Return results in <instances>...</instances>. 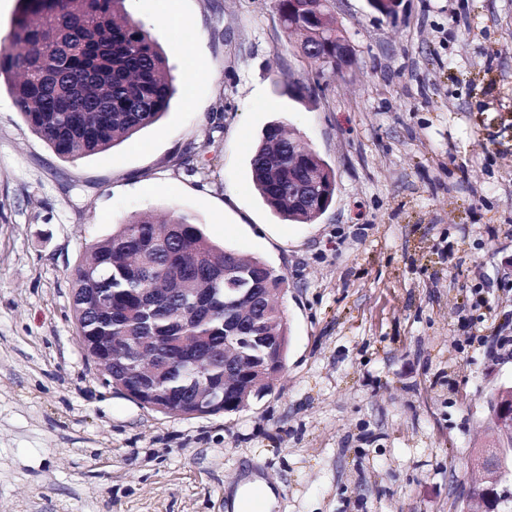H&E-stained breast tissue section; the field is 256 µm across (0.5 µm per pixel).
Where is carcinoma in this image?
<instances>
[{
  "instance_id": "obj_1",
  "label": "carcinoma",
  "mask_w": 512,
  "mask_h": 512,
  "mask_svg": "<svg viewBox=\"0 0 512 512\" xmlns=\"http://www.w3.org/2000/svg\"><path fill=\"white\" fill-rule=\"evenodd\" d=\"M125 0H21V10L0 48V73L15 76L10 91L29 129L62 159L75 162L103 153L168 109L173 79L166 58L144 25L124 8ZM283 124H269L255 145L250 167L259 195L289 222L308 224L315 215L288 206V146ZM181 228L173 235L171 225ZM237 253L215 245L195 218L172 213L163 222L134 214L92 244L71 273L72 313L79 336H160V386L173 409L192 412L194 388L203 374L193 366L194 350L181 347L191 332L209 349L224 338V263ZM245 284L262 293L281 288L284 275L257 258H245ZM211 272L214 292L203 311L185 302L183 312L160 300L148 315L140 310L144 292L184 288ZM112 303V314L96 318L85 307L89 290Z\"/></svg>"
}]
</instances>
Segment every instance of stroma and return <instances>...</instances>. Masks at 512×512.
<instances>
[{"instance_id": "35a3bbf8", "label": "stroma", "mask_w": 512, "mask_h": 512, "mask_svg": "<svg viewBox=\"0 0 512 512\" xmlns=\"http://www.w3.org/2000/svg\"><path fill=\"white\" fill-rule=\"evenodd\" d=\"M158 3L125 7L176 92L108 152L59 158L0 74V512H228L252 471L272 512H461L487 398L512 385V0H401L393 17L331 0L356 54L336 74L273 0H179L190 35ZM188 55L206 67L190 84ZM274 122L335 173L314 223L252 186ZM172 210L287 278L285 369L241 412L143 408L79 345L70 270L130 215Z\"/></svg>"}]
</instances>
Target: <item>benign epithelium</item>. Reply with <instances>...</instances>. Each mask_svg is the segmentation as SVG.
<instances>
[{
    "mask_svg": "<svg viewBox=\"0 0 512 512\" xmlns=\"http://www.w3.org/2000/svg\"><path fill=\"white\" fill-rule=\"evenodd\" d=\"M328 8L327 0H318L309 6L300 0L288 2V13L306 11L307 22L302 28L308 42L299 46L301 54L318 52L321 45L332 37L336 39V51L332 55L321 56V61L345 69L354 60V48L341 28L330 31L319 22L328 14ZM333 192L332 178L317 170L306 172L303 180L292 181L290 189L293 204L317 214L328 208ZM285 292L284 288H270L268 293L258 295L254 288H237L234 297L224 298V347L236 349L237 357L224 367L223 382H208L198 388L195 393L198 404H222V394L229 390L233 399L225 412L245 410L250 407V396L268 390L271 378L284 370L285 361L280 355L281 337L265 336L255 331L251 322L244 319L243 311L255 309L268 317H278L280 310L267 302L268 294L282 296ZM84 349L106 376L111 375L112 360L128 359L124 380L117 385L118 390L143 407L164 415L178 416L166 398L149 387L147 377L137 369L138 354L130 352L127 344H116L110 336H86ZM495 393V410L487 418L486 437L469 459L470 469L477 477L464 489L463 512H470L472 505L477 506V512H512V493L505 487L512 476V389L501 385Z\"/></svg>",
    "mask_w": 512,
    "mask_h": 512,
    "instance_id": "benign-epithelium-1",
    "label": "benign epithelium"
}]
</instances>
